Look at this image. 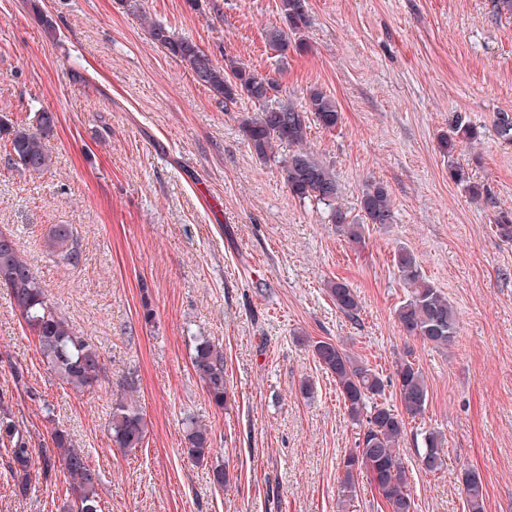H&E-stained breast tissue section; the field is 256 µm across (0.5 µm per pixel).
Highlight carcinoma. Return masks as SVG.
<instances>
[{"instance_id":"cac0c4a2","label":"carcinoma","mask_w":512,"mask_h":512,"mask_svg":"<svg viewBox=\"0 0 512 512\" xmlns=\"http://www.w3.org/2000/svg\"><path fill=\"white\" fill-rule=\"evenodd\" d=\"M286 26L266 30L265 40L281 56L307 49L303 29L307 23L306 0H282ZM151 40L185 65L214 98L230 107L242 98L262 105L255 116L242 121L248 147L261 160L274 155L275 147H292L280 165V176L290 194L306 203L321 205L336 233L356 247L366 243V228H380L395 222L391 193L379 181H365L361 188V219L349 216L336 205L340 192L334 170L320 161L307 148L311 121L321 129L333 131L342 123V112L334 99L320 90H312L305 101L295 103L281 99L278 80L262 75L230 57L219 64L195 41L178 36L160 21L148 25ZM57 117L46 109L34 112L31 124L12 125L0 119V139L6 138L4 165L30 174L49 171L52 155L45 139L54 133ZM495 131L500 140L512 144V116H497ZM478 128L456 117L448 133L440 136L438 147L448 157V174L471 199L491 201L488 191L472 181L468 172L453 161L457 144L474 143ZM495 231L504 241H512V210L501 209L494 217ZM47 251L62 263L75 267L81 251L74 228L56 224L45 238ZM394 264L407 288L405 301L397 308L396 318L403 332L424 344L444 348L458 333L457 313L448 298L423 273L415 255L400 246L394 253ZM0 288L5 289L15 310L30 333L35 336L39 352L59 381L80 391H91L105 372V359L98 346L77 332L68 319L52 305L44 282L32 265L20 254L14 234L0 230ZM329 294L336 308L355 320L361 311L356 290L346 282H330ZM192 367L203 383L208 400L217 408L224 407L228 393L224 370V354L205 336L193 337ZM313 355L336 381L343 404L351 421L361 427L357 446L342 462L341 489L346 503L356 496L358 476H367L382 498L385 512H413L408 477L397 452L406 434L405 418L423 416L429 402L425 376L411 352H406L385 377L376 369L343 347L324 340L312 344ZM138 374L127 371L114 393L108 431L112 443L125 451L142 446L147 433L143 411L134 393L138 390ZM393 386L399 396L401 411L377 403L385 387ZM187 453L201 462L213 451L209 429L187 414L183 419ZM0 440L9 442L7 468L17 480L19 490L26 489L31 478L32 451L29 440L8 415L0 414ZM51 440L56 449L42 456L41 473L47 475L56 465L63 466L72 479V497L65 500L61 512H101L98 486L100 475L92 469L84 454L74 448L67 431L55 428ZM444 436L431 429L420 433L417 442L418 465L426 473L435 474L445 468ZM468 512H485L482 479L474 470L461 474Z\"/></svg>"}]
</instances>
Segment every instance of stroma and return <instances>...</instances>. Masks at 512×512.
<instances>
[{"mask_svg": "<svg viewBox=\"0 0 512 512\" xmlns=\"http://www.w3.org/2000/svg\"><path fill=\"white\" fill-rule=\"evenodd\" d=\"M216 3L212 12L139 0L135 11L128 0H0V115L15 124L41 107L57 115L51 171L0 163V228L105 358L94 392L61 385L0 289V407L34 459L51 448L52 428L70 434L100 474L102 512H344L340 463L360 429L312 345L336 343L386 376L409 348L429 389L400 449L413 512H467L458 480L467 468L481 476L486 512H512V242L493 223L497 209H512V145L494 131L498 113L512 115V17L492 19L489 0H307L308 48L284 58L264 37L284 22L282 0ZM146 16L216 61L278 79L283 97L299 102L313 88L333 97L341 125L311 126L308 146L334 169L350 216L365 180L387 184L394 224L369 228L365 247L352 248L283 184L288 145L267 161L248 148L241 121L258 105L225 109L151 41ZM456 115L480 137L454 160L489 201L471 200L448 175L438 140ZM54 224L73 226L77 267L45 252ZM400 246L455 306L451 346L402 333ZM337 279L356 289L358 319L333 303ZM194 336L224 352L223 409L192 368ZM131 369L148 432L126 453L106 422ZM187 411L210 430L218 459L188 455ZM424 429L445 436L447 465L434 475L418 467L414 436ZM6 461L0 444V512H59L66 470L34 475L22 493ZM218 461L230 473L221 487Z\"/></svg>", "mask_w": 512, "mask_h": 512, "instance_id": "1", "label": "stroma"}]
</instances>
